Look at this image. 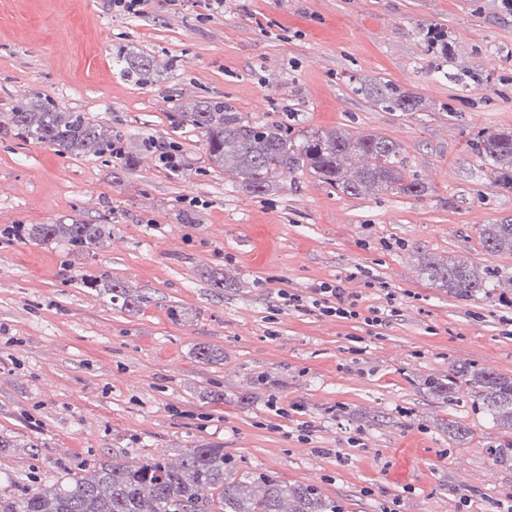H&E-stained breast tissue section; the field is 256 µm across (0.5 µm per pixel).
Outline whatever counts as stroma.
<instances>
[{
    "label": "stroma",
    "mask_w": 512,
    "mask_h": 512,
    "mask_svg": "<svg viewBox=\"0 0 512 512\" xmlns=\"http://www.w3.org/2000/svg\"><path fill=\"white\" fill-rule=\"evenodd\" d=\"M433 26L450 54L429 46ZM121 43L160 64L150 84L115 71ZM368 79L423 110H383L356 91ZM37 94L112 126L134 162L0 138V229L112 227L80 253L0 237V493L115 457L176 463L206 443L242 469L318 486L343 512H507L512 461L487 448L512 449V431L468 386L447 401L424 384L464 364L512 377V255L479 234L512 218V190L470 148L480 130L512 129L502 0H146L137 17L112 0H0V113ZM210 97L300 134L391 140L427 192L353 198L305 169L240 191L201 131L177 122L176 104ZM152 141L179 146L176 171ZM427 255L497 286L454 298L424 279ZM104 272L141 295L138 310L89 288ZM334 280L395 316L371 327L284 301ZM201 345L223 360L199 362ZM451 421L468 428L463 442Z\"/></svg>",
    "instance_id": "obj_1"
}]
</instances>
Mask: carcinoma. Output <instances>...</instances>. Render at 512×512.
I'll return each instance as SVG.
<instances>
[{"label":"carcinoma","mask_w":512,"mask_h":512,"mask_svg":"<svg viewBox=\"0 0 512 512\" xmlns=\"http://www.w3.org/2000/svg\"><path fill=\"white\" fill-rule=\"evenodd\" d=\"M112 65L138 84L147 82L157 67L149 54L134 53L121 44L112 54ZM360 90L389 111L422 110L419 97L389 81ZM178 109L180 123L202 131L211 162L248 193L264 194L282 176L305 167L349 196L395 190L419 198L426 192L420 181L406 179L400 146L383 137L333 128L299 138L278 120L252 123L219 98L180 104ZM11 135L54 146L62 154L96 157L112 156V142L121 139L112 127L91 121L86 113L63 109L39 96L15 104L0 118V137ZM472 150L499 185L512 189L511 130L478 133ZM480 235L486 250L512 254V220L484 224ZM27 236L42 243L64 242L82 252L112 238V226L71 219L66 224H32ZM421 271L433 285L459 298L489 287L466 266L442 257H425ZM98 282L122 307H139L141 297L108 273L90 285ZM462 381L475 388L477 401L493 421L512 429V378L460 368L448 379L430 378L426 385L443 395ZM0 512H342V506L314 485H288L244 470L224 449L199 444L184 452L178 466L164 458L114 459L70 480L40 483L19 496L0 495Z\"/></svg>","instance_id":"obj_1"}]
</instances>
